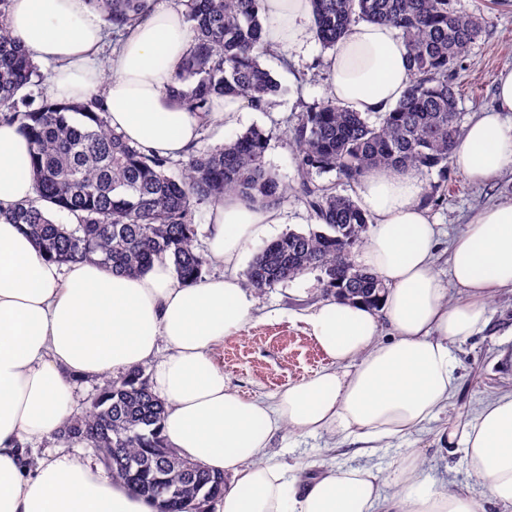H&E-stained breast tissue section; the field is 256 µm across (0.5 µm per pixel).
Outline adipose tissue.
Instances as JSON below:
<instances>
[{
  "label": "adipose tissue",
  "mask_w": 512,
  "mask_h": 512,
  "mask_svg": "<svg viewBox=\"0 0 512 512\" xmlns=\"http://www.w3.org/2000/svg\"><path fill=\"white\" fill-rule=\"evenodd\" d=\"M265 10L264 40L278 52L311 38L310 0H265ZM9 22L35 60L54 63L51 98L101 95L109 126L148 153L177 157L200 137L198 118L168 95L190 47L181 11L150 10L105 67L104 31L86 0H11ZM409 81L404 42L387 24H352L328 59L330 93L355 112L391 110ZM508 112L509 68L494 106L466 126L451 156L471 181L512 168ZM423 191L414 170L379 168L363 179L372 223L359 262L385 284L382 304H315L302 320L331 365L270 402L232 390L213 351L255 310L238 269L248 244L279 223L277 210L231 196L214 207L208 249L224 272L194 285L181 284L168 263L139 276L61 265L40 257L19 225L0 221V512H156L77 456L33 463L25 453L26 442L69 416L75 379L143 366L166 403L165 443L225 478L214 512H476L469 494L419 481L413 451L390 493L367 467L334 466L309 480L269 461L281 426L371 447L417 430L455 396L450 343L484 331L488 300L512 288V203L485 209L454 239L453 300L433 266L442 230L419 204ZM34 194L29 143L17 125L0 122V210ZM460 441L490 502L512 508V393L488 400Z\"/></svg>",
  "instance_id": "1"
}]
</instances>
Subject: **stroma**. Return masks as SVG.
<instances>
[{"label": "stroma", "mask_w": 512, "mask_h": 512, "mask_svg": "<svg viewBox=\"0 0 512 512\" xmlns=\"http://www.w3.org/2000/svg\"><path fill=\"white\" fill-rule=\"evenodd\" d=\"M460 12L483 18V31L459 71L458 109L462 124H469L494 103L496 78L512 67V0H451ZM325 53L318 41L290 50L291 69L276 57L264 58V66L281 84L272 108L252 109L238 119L237 132L251 127L272 131L266 161L281 181L296 177L295 151L287 130L302 103H313L327 94L323 69L316 60ZM512 202V170L484 183L467 180L456 169L448 171V201L431 207L446 235L435 254L440 278L448 276L451 239L482 209ZM322 297L318 274L306 272L284 285L257 293L252 319L239 332L227 337L214 350L231 389L249 398L268 400L288 385L309 378L330 362L310 338L301 320ZM490 324L477 336L453 343L459 391L448 407L420 429L389 441L372 454L327 434H301L284 427L270 450L273 462L284 465L307 463L314 472L327 464L372 468L380 475L398 470L409 449L420 457L419 475L441 489L464 490L478 503L480 512H494L488 503L486 483L469 468L460 445H443L438 433L467 423L489 399L512 392V289L497 291L487 304Z\"/></svg>", "instance_id": "1"}]
</instances>
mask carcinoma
<instances>
[{
	"mask_svg": "<svg viewBox=\"0 0 512 512\" xmlns=\"http://www.w3.org/2000/svg\"><path fill=\"white\" fill-rule=\"evenodd\" d=\"M264 0H184L190 50L169 88L170 98L198 115L201 128L214 122L213 102L225 96L255 108L281 90L262 66L270 54L263 40ZM112 32L141 19L151 0H88ZM315 37L325 50L356 22L390 24L407 49L411 75L404 97L376 121L350 112L328 96L303 105L289 142L296 149L297 186L284 184L266 162L269 133L253 128L204 150H190L180 172L168 157L147 154L107 126L98 100L45 101L28 108L24 90L38 66L11 33L10 0H0V117L19 125L32 146L36 196L0 210V219L24 226L39 253L61 264L93 261L127 275L170 263L183 284L202 280L206 255L197 243L195 215L204 202L219 205L234 194L249 204L278 208L296 193L315 226L289 231L265 243L244 272L256 290L286 284L309 270L323 274L322 292L376 306L385 287L356 265L369 216L336 183L316 177L334 172L359 183L373 169L400 173L435 169L439 179L422 195L438 206L448 196V164L463 129L454 86L458 68L482 33V19L454 11L450 0H311ZM26 110H20V106ZM54 212L73 224H58ZM166 405L142 368L101 379L85 411L55 431L57 439L81 443L106 470L116 458L146 473L149 493L180 485L192 499L196 485L224 493V476L171 455L154 466L151 449L162 447Z\"/></svg>",
	"mask_w": 512,
	"mask_h": 512,
	"instance_id": "carcinoma-1",
	"label": "carcinoma"
}]
</instances>
